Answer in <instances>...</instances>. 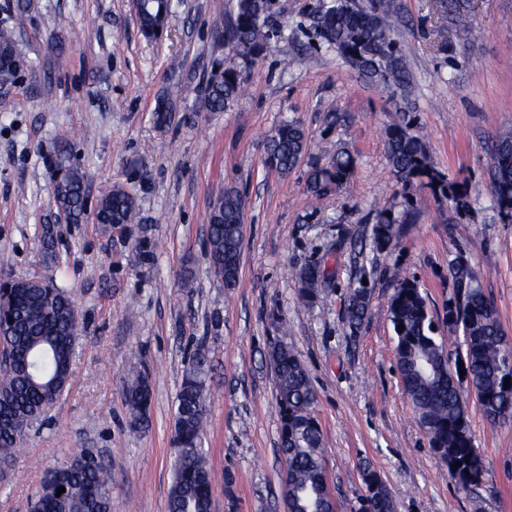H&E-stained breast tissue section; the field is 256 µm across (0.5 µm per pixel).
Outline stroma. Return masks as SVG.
I'll return each instance as SVG.
<instances>
[{
  "label": "stroma",
  "instance_id": "obj_1",
  "mask_svg": "<svg viewBox=\"0 0 512 512\" xmlns=\"http://www.w3.org/2000/svg\"><path fill=\"white\" fill-rule=\"evenodd\" d=\"M311 0H280L295 49L270 43L243 67L244 90L224 111L201 107L228 53L216 34L227 0H174L163 34L143 36L133 0H0V25L24 67L0 91V277L66 286L79 312L72 382L19 448L0 512H29L45 473L93 449L112 474V512H167L176 394L197 347H206L209 410L204 446L213 512H284L271 344L286 340L318 394L315 414L337 512L365 491L360 469L380 474L394 512H512V422L488 421L467 402L486 464L477 492L459 488L429 446L400 382L388 303L417 280L435 320L450 297L448 257L463 252L512 339V224L495 210L487 167L497 131L512 127V0H469L466 24L436 0H394L397 38L414 79L410 100L364 83L309 29ZM413 116L433 166L466 190L455 209L430 190L405 205L390 173L387 131ZM299 120L309 138L294 170L265 164L266 142ZM344 148L357 160L345 187L314 197L311 168ZM87 175L90 202L120 185L137 223L104 228L58 219L57 152ZM246 199L239 281L209 267L206 216L220 192ZM400 222L395 248L376 250L379 211ZM54 227V254L39 243ZM355 248L336 249L343 236ZM329 260V295L298 297L295 272ZM366 283L367 317L351 337L349 289ZM152 391L146 427L132 430L123 397L131 371Z\"/></svg>",
  "mask_w": 512,
  "mask_h": 512
}]
</instances>
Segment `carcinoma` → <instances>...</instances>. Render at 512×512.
Listing matches in <instances>:
<instances>
[{
  "instance_id": "cac0c4a2",
  "label": "carcinoma",
  "mask_w": 512,
  "mask_h": 512,
  "mask_svg": "<svg viewBox=\"0 0 512 512\" xmlns=\"http://www.w3.org/2000/svg\"><path fill=\"white\" fill-rule=\"evenodd\" d=\"M172 0H140L142 33L157 35L164 18L172 12ZM389 0H314L309 16L316 37L336 51L366 82L412 91L409 67L396 39ZM287 26L278 18L277 0H233L224 25V44L232 56L220 65L209 83L205 109L222 112L242 91L240 64L260 56L270 40L288 49ZM308 146V135L296 121L279 126L270 136L267 165L287 174ZM387 152L395 181L406 192L428 189L464 207L463 189L430 164L413 122L403 121L388 133ZM55 201L72 223L84 220L87 179L63 157L57 161ZM355 160L339 150L326 165L312 167L308 189L316 196L345 184ZM491 191L498 214L512 224V129L502 131L488 165ZM96 222L104 226L137 223L135 200L122 186H114L97 201ZM207 253L210 266L224 285H237L244 225L243 195L234 189L220 194L208 213ZM400 233L397 219L388 211L377 214L372 226L377 249L392 247ZM335 273L322 263L299 268V294L314 303L331 286ZM452 295L448 299V335L438 334L427 297L414 279L395 289L389 304V320L396 337L395 356L404 392L410 399L431 447L443 460L458 484L477 488L484 482L486 465L474 448L468 413L461 389L451 374L441 378L434 369L453 360L478 392L483 412H505L512 420V399L504 395L505 374L512 366V342L507 338L492 301L484 292L474 267L456 256L448 263ZM370 303L369 288L350 289L344 304V324L353 336L364 323ZM404 329H399V326ZM78 311L63 287L17 288L11 307L0 313V346L5 362L0 368V405L12 409L10 423L0 428V467H10L16 449L27 432L41 424L71 383L78 344ZM268 361L277 383L280 415L279 447L288 454V480L294 495L291 512H335L334 502L322 496L328 485L323 466V435L315 416L317 394L303 364L288 345L273 343ZM209 361L200 347L187 363L176 395L172 482L167 512H211L212 474L203 445L208 398L205 381ZM130 427L147 424L151 388L146 377L131 375L124 392ZM462 465H456V462ZM366 497L375 501L376 512H392V501L379 474L361 464ZM65 493L58 494V488ZM31 512H112V479L102 460L89 448L70 455L48 471L31 504Z\"/></svg>"
}]
</instances>
